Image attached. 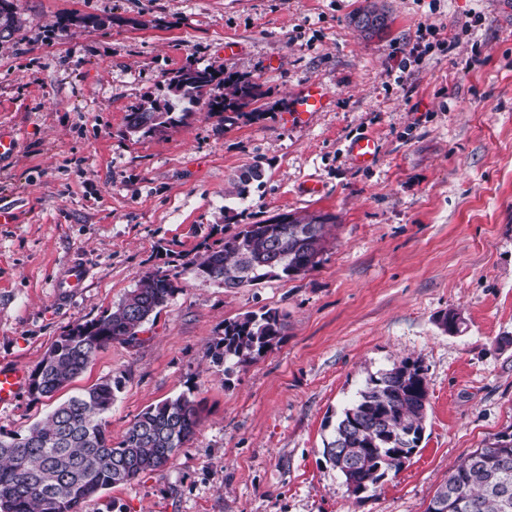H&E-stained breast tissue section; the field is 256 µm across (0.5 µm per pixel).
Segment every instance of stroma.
<instances>
[{
	"label": "stroma",
	"instance_id": "1",
	"mask_svg": "<svg viewBox=\"0 0 512 512\" xmlns=\"http://www.w3.org/2000/svg\"><path fill=\"white\" fill-rule=\"evenodd\" d=\"M14 3L0 46V130L18 141L0 161V367L33 372L146 272H177L180 291L139 345H108L54 398L25 388L0 406V434L24 436L113 378L116 442L148 406L200 403L166 466L82 512H425L462 457L512 433V0H376L391 22L369 38L349 23L367 0ZM189 66L260 83V117L200 104L130 133L129 112L164 105ZM311 82L327 106L287 120ZM364 135L378 156L360 169L347 146ZM255 163L261 180L231 195ZM308 213L335 222L303 274L227 288L186 266L241 225ZM75 258L90 276L57 301ZM267 309L287 316L277 346L229 371L212 361L226 321ZM405 358L425 370L423 439L352 497L324 444L369 376Z\"/></svg>",
	"mask_w": 512,
	"mask_h": 512
}]
</instances>
